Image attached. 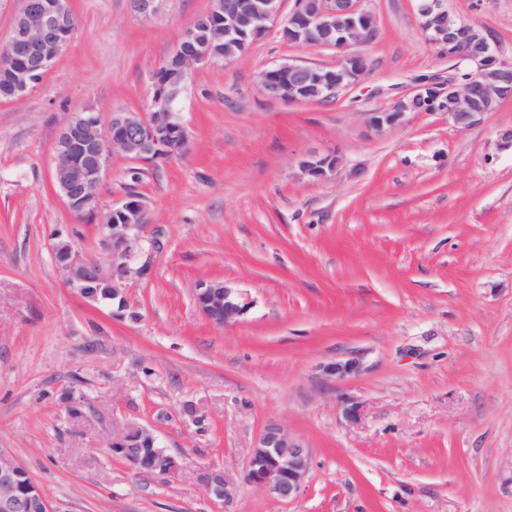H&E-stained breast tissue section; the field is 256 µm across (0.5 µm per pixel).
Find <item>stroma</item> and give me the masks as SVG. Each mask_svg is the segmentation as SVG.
I'll return each instance as SVG.
<instances>
[{
  "instance_id": "obj_1",
  "label": "stroma",
  "mask_w": 512,
  "mask_h": 512,
  "mask_svg": "<svg viewBox=\"0 0 512 512\" xmlns=\"http://www.w3.org/2000/svg\"><path fill=\"white\" fill-rule=\"evenodd\" d=\"M211 5L170 0L145 20L129 0H71L79 25L53 68L0 100V449L68 512H512V102L469 127L419 112L369 130L422 80L468 70L427 41L413 0H364L368 71L326 101L263 95L273 65L336 61L274 31L195 68L187 152L113 153L102 183L105 207L135 195L149 215L130 314L66 284L54 234L103 254L99 224L53 187L60 127L89 104L105 122L148 111L153 70ZM447 5L512 57V0ZM312 152L337 156L329 179L301 173ZM213 280L251 300L238 323L197 309ZM129 423L178 457L176 475L113 456ZM271 423L309 450L290 502L242 479ZM215 466L232 482L222 502L202 486Z\"/></svg>"
}]
</instances>
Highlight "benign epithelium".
<instances>
[{
  "mask_svg": "<svg viewBox=\"0 0 512 512\" xmlns=\"http://www.w3.org/2000/svg\"><path fill=\"white\" fill-rule=\"evenodd\" d=\"M169 0H130L132 10L144 19L154 18ZM285 0H213V7L187 26L170 57H190L193 65L212 62L208 43L200 39L203 28L224 23L228 45L244 48L247 41L275 29L282 38L299 46L336 51V63L310 65L276 64L277 76L263 77V94L273 100L303 102L335 97L367 72L360 47L376 30L374 16L361 0H294L283 14ZM419 24L431 44L449 58L464 60L474 68L460 82L427 80L392 107L370 113V128L381 133L402 122L409 113L446 112L457 124L469 125L477 115L494 112L512 101V58L497 50L493 35L448 12L446 0H415ZM74 12L71 0H23L11 23L8 40L0 45V79L3 94L22 98L55 64L71 40ZM189 72L183 65L162 78L151 76L149 112H112L108 124L101 122L93 106L72 113L61 126L52 155L53 183L71 213L90 215L101 224L104 260H90L68 246L59 264L67 284L79 293L96 282H105L121 293L123 281L133 270L131 261L147 224L143 207L124 203L105 209L100 188L109 159L115 151L142 163L181 155L189 140L181 121V103L187 93ZM334 155H313L300 163L304 174L324 180L336 170ZM194 301L210 323L224 327L238 322L250 309V301L227 283L201 282ZM309 465V451L276 423L269 424L254 448L244 482L263 489L273 499L291 501L301 493ZM21 465L0 450V512H68L52 506L33 485L18 483ZM205 492L220 501L230 496L224 469L214 467L204 479Z\"/></svg>",
  "mask_w": 512,
  "mask_h": 512,
  "instance_id": "7a95c632",
  "label": "benign epithelium"
}]
</instances>
